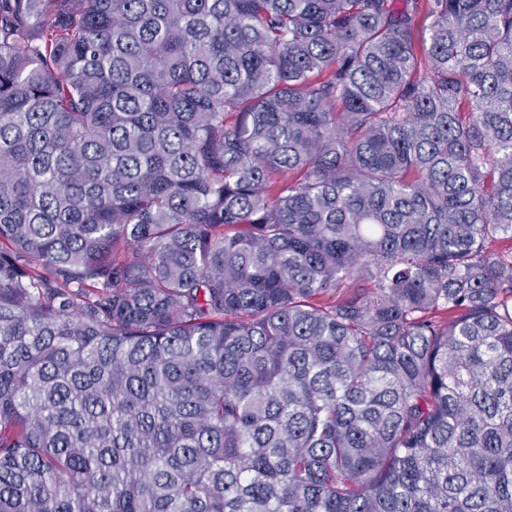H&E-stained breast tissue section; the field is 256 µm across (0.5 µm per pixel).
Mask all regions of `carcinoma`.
<instances>
[{"instance_id":"1","label":"carcinoma","mask_w":512,"mask_h":512,"mask_svg":"<svg viewBox=\"0 0 512 512\" xmlns=\"http://www.w3.org/2000/svg\"><path fill=\"white\" fill-rule=\"evenodd\" d=\"M512 0H0V512H512Z\"/></svg>"}]
</instances>
